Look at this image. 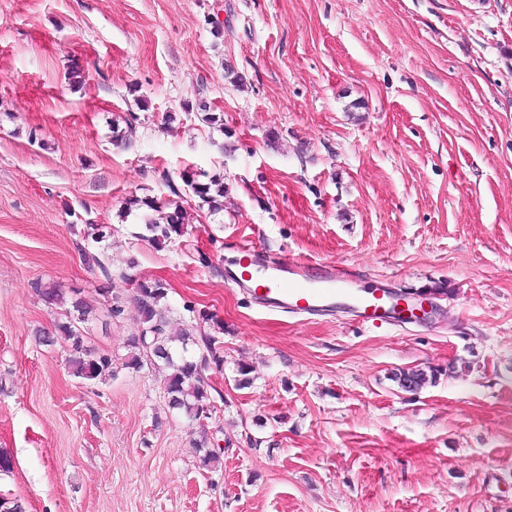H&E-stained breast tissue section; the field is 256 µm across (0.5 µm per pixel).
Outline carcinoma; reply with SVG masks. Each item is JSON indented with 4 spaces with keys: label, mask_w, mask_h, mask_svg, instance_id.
Instances as JSON below:
<instances>
[{
    "label": "carcinoma",
    "mask_w": 512,
    "mask_h": 512,
    "mask_svg": "<svg viewBox=\"0 0 512 512\" xmlns=\"http://www.w3.org/2000/svg\"><path fill=\"white\" fill-rule=\"evenodd\" d=\"M184 186L197 197L201 206L216 214L224 210V178L221 175H197L185 173L182 176ZM146 206L155 215L146 220L148 235L145 240L156 247L175 242L185 234L187 211L177 201L130 199L125 210ZM107 233L104 226L87 224L83 230V243L78 246L84 264L99 270L108 281L112 280V263L101 243ZM41 294L46 303L64 306L65 321L56 325L57 332L69 347V368L78 378L104 382L112 378V357L97 355L85 348L80 324L95 312L96 305L82 298L65 299L62 291L55 288H43ZM168 288L159 279H146L135 283L134 302L140 325L137 334L130 338L131 355L126 366L138 369L144 363L154 367L161 377L168 407L186 413L192 419L200 420L201 408H214L211 390L213 386L208 377L224 372V348L217 334L224 333V324L216 316L205 311L193 314L190 327L172 335L168 331L169 312L166 300ZM209 325L213 333L202 331L203 325ZM440 370L434 368L403 369L394 374L393 380L406 392H415L427 383L435 380ZM198 458V467L211 471L220 465V455L210 447L207 431H202L200 439L193 442Z\"/></svg>",
    "instance_id": "carcinoma-1"
}]
</instances>
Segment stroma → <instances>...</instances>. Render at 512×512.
<instances>
[{"label":"stroma","instance_id":"35a3bbf8","mask_svg":"<svg viewBox=\"0 0 512 512\" xmlns=\"http://www.w3.org/2000/svg\"><path fill=\"white\" fill-rule=\"evenodd\" d=\"M186 168L223 174L224 210L189 200L184 236L154 247L124 202L169 198ZM88 224L112 227L111 280L80 259ZM246 240L439 289L437 310L403 328L264 313L224 277ZM130 259L166 282L172 328L224 324L206 428L125 365ZM42 286L96 300L84 344L112 379L39 343L59 312ZM414 367L439 374L401 390ZM0 453L26 512H512V0H0ZM437 374H439V370L431 367H428V370L422 368L403 369L394 374L393 380L403 391L415 392L428 382L435 380ZM201 432L200 439L193 442V448L198 458V467L203 470L213 471V469L218 468L220 465V453L215 448L210 447V438L207 431Z\"/></svg>","mask_w":512,"mask_h":512}]
</instances>
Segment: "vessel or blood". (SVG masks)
<instances>
[{
  "label": "vessel or blood",
  "instance_id": "1",
  "mask_svg": "<svg viewBox=\"0 0 512 512\" xmlns=\"http://www.w3.org/2000/svg\"><path fill=\"white\" fill-rule=\"evenodd\" d=\"M235 267L239 271L235 283L268 313L314 315L343 307L363 324L400 325L407 320L409 305L432 296L428 290L403 298L380 287L366 288L356 269L333 262L313 267L287 256L273 258L250 243L238 246Z\"/></svg>",
  "mask_w": 512,
  "mask_h": 512
}]
</instances>
